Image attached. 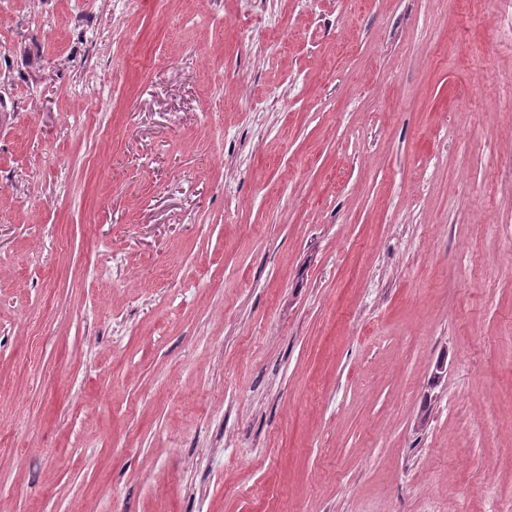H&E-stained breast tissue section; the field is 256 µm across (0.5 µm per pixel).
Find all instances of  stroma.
Listing matches in <instances>:
<instances>
[{
	"label": "stroma",
	"mask_w": 512,
	"mask_h": 512,
	"mask_svg": "<svg viewBox=\"0 0 512 512\" xmlns=\"http://www.w3.org/2000/svg\"><path fill=\"white\" fill-rule=\"evenodd\" d=\"M511 31L0 0V512H512Z\"/></svg>",
	"instance_id": "stroma-1"
}]
</instances>
